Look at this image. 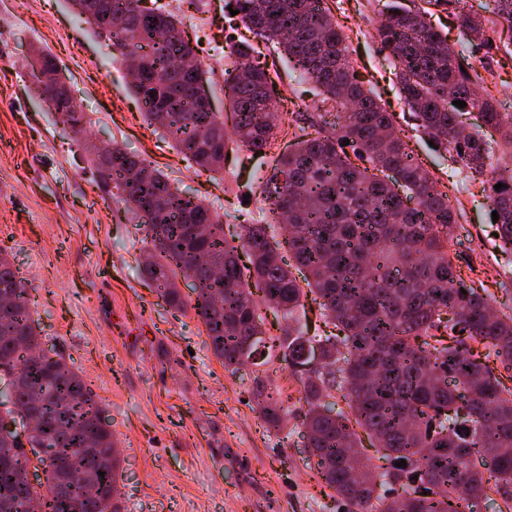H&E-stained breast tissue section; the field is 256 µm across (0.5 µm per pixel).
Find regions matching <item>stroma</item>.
I'll list each match as a JSON object with an SVG mask.
<instances>
[{"label":"stroma","mask_w":512,"mask_h":512,"mask_svg":"<svg viewBox=\"0 0 512 512\" xmlns=\"http://www.w3.org/2000/svg\"><path fill=\"white\" fill-rule=\"evenodd\" d=\"M391 0H327L350 31L349 57L396 115L395 130L438 186L456 222L448 251L464 279L482 282L492 308L512 313V250L503 247L485 195L407 120L393 66L376 27ZM226 0H146L184 18L199 45L214 112L225 108ZM487 35L495 48L471 52L485 92L512 113V29ZM275 70L276 96L307 132L323 123L312 85L293 77L277 45L256 41ZM59 64L86 122L85 137L117 142L210 204L232 236L242 221L263 223L267 204L252 195L263 158L229 146L224 177L198 172L171 138L149 127L110 42L79 21L66 0H0V250L9 254L33 301L32 317L51 356L63 357L95 391L119 451L121 512H341L304 444L300 369L270 377L288 396L282 430L267 429L249 394L248 370L227 372L206 344L194 312L170 308L138 262L144 232L116 197L100 190L83 143L63 132L34 91L31 59Z\"/></svg>","instance_id":"1"}]
</instances>
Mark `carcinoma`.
I'll list each match as a JSON object with an SVG mask.
<instances>
[{"mask_svg": "<svg viewBox=\"0 0 512 512\" xmlns=\"http://www.w3.org/2000/svg\"><path fill=\"white\" fill-rule=\"evenodd\" d=\"M69 2L77 18L109 36L122 62L136 56L130 88L145 121L164 130L197 170L224 173L231 142L266 153L283 116L275 112L269 70L249 46L234 42L238 62L224 71L228 129L211 109L202 61L177 16L144 8L143 0ZM230 5L245 27L282 47L299 77L317 84L321 103L335 110L333 130L310 138L298 127L295 147L273 157L256 181L274 205L267 223L241 225L237 245L217 213L125 147L114 143L111 154L100 155L86 145L97 184L121 189L126 211L146 226L142 275L163 288L167 305L194 311L206 344L231 373L265 341L267 309L288 323L281 349L289 364L321 351L319 367L302 380L301 426L319 477L349 512H460L463 500L509 494L512 386L496 370L512 371V315L493 311L483 286L458 274L441 236L456 223L448 194L354 70L348 36L324 0ZM428 15L422 7L389 10L376 27L381 50L394 61L418 130L479 182L498 214L502 243L512 246V167L492 168L493 141L460 127L464 109H478L482 126L512 156V115L476 96L483 78ZM460 19L469 43L492 49L481 17L462 12ZM40 95L63 131L83 133L75 103L62 104L48 86ZM348 147L368 165L352 161ZM498 183L504 187L495 189ZM283 220L289 233L279 241L269 229ZM180 275L196 282L191 304L175 287ZM308 298L329 331L308 335ZM29 301L11 261L0 256V378L12 379L14 408L6 415L20 416V428L0 433V506L23 512L36 499L46 512H112L119 495L112 430L84 378L63 358L44 356ZM476 345L482 353H474ZM250 396L265 425L280 429L288 408L266 371H254ZM336 397L347 409L320 410ZM356 425L375 440L382 464L362 458ZM402 459L406 466H396ZM33 461L46 477L38 489L23 484L15 468ZM100 466L93 494L65 481Z\"/></svg>", "mask_w": 512, "mask_h": 512, "instance_id": "carcinoma-1", "label": "carcinoma"}]
</instances>
